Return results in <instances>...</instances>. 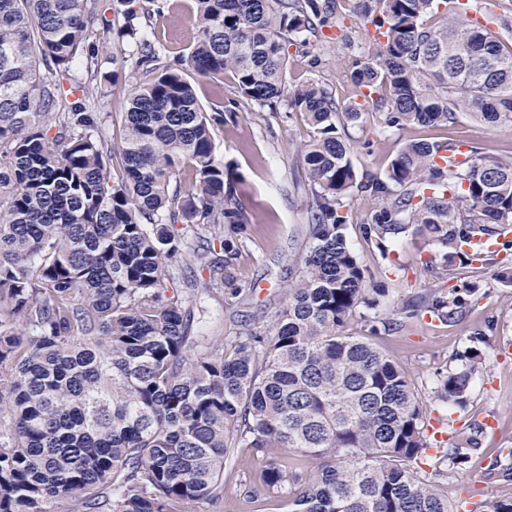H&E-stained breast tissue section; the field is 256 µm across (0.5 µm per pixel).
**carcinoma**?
<instances>
[{"mask_svg": "<svg viewBox=\"0 0 512 512\" xmlns=\"http://www.w3.org/2000/svg\"><path fill=\"white\" fill-rule=\"evenodd\" d=\"M348 2L374 30L345 77L384 128L447 127L462 113L512 126V50L467 17L469 0L451 15L448 0ZM195 4L196 39L173 63L135 11L115 31L113 45L134 41L137 57L113 182L102 116L73 78L83 67L112 86L123 69L115 54L105 68L89 42L97 0H0V512H215L238 448L321 459L313 474L270 461L248 486L249 500L281 512H454L420 464L463 469L482 428L439 447L409 377L373 342L390 319L375 315L368 336L344 332L385 289L367 283L342 210L356 187L374 204L363 230L381 252L410 234L452 265L469 259L463 244L507 234L512 161L415 140L359 182L339 127L361 123L362 109L286 77L290 47L332 27L341 0ZM226 71L240 96L283 104L312 129L300 150L309 252L270 333L240 332L229 351L192 331L197 297L169 271L200 264L206 288L224 287V262L194 239L205 230L231 253L224 225L248 223L214 138L237 122L236 101L207 111L189 79ZM474 293L431 292L400 314L453 323ZM459 361L435 393L464 408L481 357ZM470 512H512V498Z\"/></svg>", "mask_w": 512, "mask_h": 512, "instance_id": "carcinoma-1", "label": "carcinoma"}]
</instances>
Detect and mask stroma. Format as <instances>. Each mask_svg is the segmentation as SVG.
<instances>
[{"label":"stroma","instance_id":"obj_1","mask_svg":"<svg viewBox=\"0 0 512 512\" xmlns=\"http://www.w3.org/2000/svg\"><path fill=\"white\" fill-rule=\"evenodd\" d=\"M192 6V0H170L163 15L150 19L148 32L161 59L186 54L192 44L196 36ZM366 30L361 17L346 15L339 26L324 29L321 37L313 39L308 50L290 49L287 69L289 84L312 79L329 88L339 104L363 106L362 126L345 129L348 137L363 144L353 155L359 176L382 173L411 139H454L489 155L512 156V127H493L465 115L447 128L416 126L381 132V114L365 105L343 75L349 45L364 43ZM87 87L90 106L103 117L105 135L112 145H119L126 86H100L91 81ZM196 87L199 102L206 108L220 99L237 100L238 122L216 132L215 145L218 155L238 175L248 221L224 227L225 237L238 249L224 257L223 288L206 290L209 274L195 267L177 269L176 283L180 290L202 297L212 312L211 328L221 329L224 338L245 329L264 334L311 244V228L304 219L308 176L298 155L311 129L287 108L271 112L236 97L232 73L197 79ZM372 209L367 197L353 193L345 233L368 281L387 288L388 308L419 300L434 289L464 285L475 289L458 322L401 318L375 337L380 349L411 378L428 422L442 423L450 439L465 436L470 423L489 419L495 424L482 434V448L472 454L464 471L438 475L429 469L425 475L453 505L490 496L512 497V479H503L494 466L502 449H512V286L501 279L505 265H512V249L500 251L490 262L432 270L428 264L434 257L433 248L409 235L390 241L388 255H381L375 242L362 233ZM472 348L479 350L482 365L473 380L470 402L463 410L444 407L434 394L435 377L452 369L456 356ZM263 466L262 458L253 456L250 449H239L237 465L224 471L223 512H277L275 502L253 503L245 496L246 483L257 481Z\"/></svg>","mask_w":512,"mask_h":512}]
</instances>
